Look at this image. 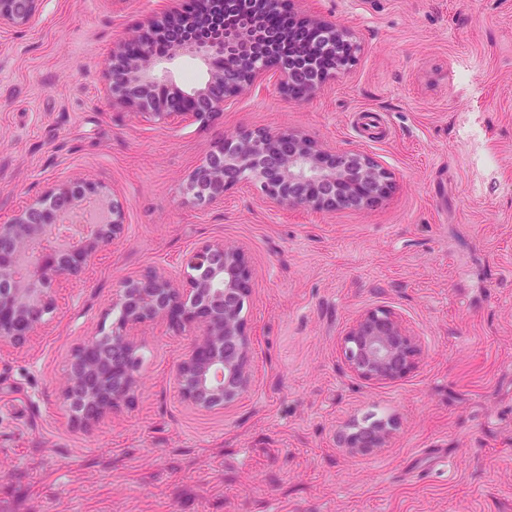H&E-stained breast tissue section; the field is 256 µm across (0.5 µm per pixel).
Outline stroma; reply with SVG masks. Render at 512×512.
Returning <instances> with one entry per match:
<instances>
[{
	"label": "stroma",
	"instance_id": "stroma-1",
	"mask_svg": "<svg viewBox=\"0 0 512 512\" xmlns=\"http://www.w3.org/2000/svg\"><path fill=\"white\" fill-rule=\"evenodd\" d=\"M358 45L348 71L296 102L275 80L209 121L171 126L107 102L119 38L159 0H43L0 32V219L60 179L113 189L125 236L59 291L39 336L0 349V512H512V0H288ZM288 129L365 152L391 176L372 207L286 210L242 183L223 207L184 199L226 134ZM243 246L254 383L200 414L168 381L185 339L146 329L136 400L73 428L60 400L71 350L119 282L180 270L203 242ZM390 308L424 357L368 383L343 330ZM392 421L385 448L339 442Z\"/></svg>",
	"mask_w": 512,
	"mask_h": 512
}]
</instances>
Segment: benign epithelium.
<instances>
[{
	"label": "benign epithelium",
	"instance_id": "obj_1",
	"mask_svg": "<svg viewBox=\"0 0 512 512\" xmlns=\"http://www.w3.org/2000/svg\"><path fill=\"white\" fill-rule=\"evenodd\" d=\"M43 0H0V29L29 24ZM282 0H260L262 8L243 27L209 29L214 0H163L160 16L133 40L112 46L104 72V95L112 106L166 124L205 123L229 99L248 93L270 75L295 101L316 96L326 71L311 81L288 67L276 52L256 53L251 27L273 26ZM296 56L315 60L319 33L336 26L313 16L300 22ZM178 55L199 58L209 69L206 85L191 93L153 96L165 64ZM250 180L269 203L282 209L330 212L370 207L389 192L387 170L359 151L329 150L298 131H241L215 145L188 176L186 192L198 203L224 205V193ZM124 210L97 181L60 180L43 195L0 222V349L19 348L46 325L57 307V287L86 279L92 259L125 234ZM185 272L163 268L129 276L112 293L108 325L73 348L62 386V402L73 426L87 429L131 405L139 391L142 331L162 324L188 336L169 374L181 400L198 413L221 411L254 382L253 337L243 316L252 291L244 248L215 239L193 249ZM348 371L367 382L398 379L420 362L422 347L390 309L358 315L340 337ZM394 428L386 423L343 437L355 452L385 446Z\"/></svg>",
	"mask_w": 512,
	"mask_h": 512
}]
</instances>
